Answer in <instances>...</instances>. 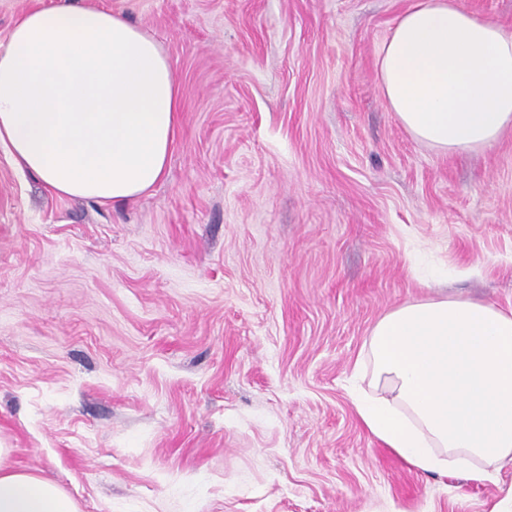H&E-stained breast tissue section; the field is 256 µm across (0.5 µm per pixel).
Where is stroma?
Returning <instances> with one entry per match:
<instances>
[{
	"instance_id": "35a3bbf8",
	"label": "stroma",
	"mask_w": 512,
	"mask_h": 512,
	"mask_svg": "<svg viewBox=\"0 0 512 512\" xmlns=\"http://www.w3.org/2000/svg\"><path fill=\"white\" fill-rule=\"evenodd\" d=\"M172 61L163 179L55 194L0 147V446L81 512H512L364 426L377 321L456 292L512 310V129L445 154L384 100L416 0H72Z\"/></svg>"
}]
</instances>
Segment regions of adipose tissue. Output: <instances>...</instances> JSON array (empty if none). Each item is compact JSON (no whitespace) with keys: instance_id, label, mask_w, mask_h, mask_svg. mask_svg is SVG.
I'll return each mask as SVG.
<instances>
[{"instance_id":"ef3b65f1","label":"adipose tissue","mask_w":512,"mask_h":512,"mask_svg":"<svg viewBox=\"0 0 512 512\" xmlns=\"http://www.w3.org/2000/svg\"><path fill=\"white\" fill-rule=\"evenodd\" d=\"M379 85L419 142L456 153L512 128V34L457 0H417L383 44ZM174 70L123 16L70 0L30 9L0 45V144L54 193L137 198L164 176L179 123ZM356 389L369 432L426 475L512 465V311L438 297L384 314ZM0 448V512H80Z\"/></svg>"}]
</instances>
